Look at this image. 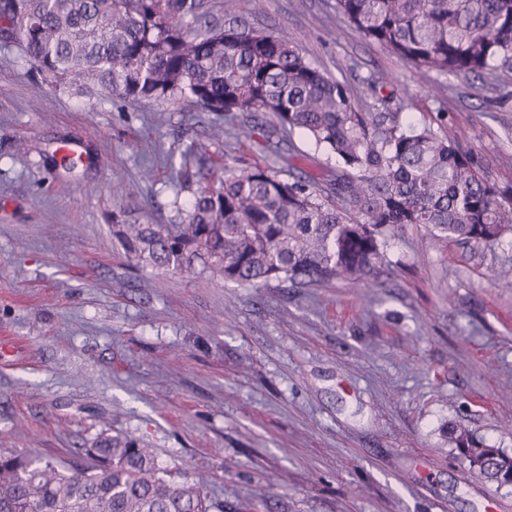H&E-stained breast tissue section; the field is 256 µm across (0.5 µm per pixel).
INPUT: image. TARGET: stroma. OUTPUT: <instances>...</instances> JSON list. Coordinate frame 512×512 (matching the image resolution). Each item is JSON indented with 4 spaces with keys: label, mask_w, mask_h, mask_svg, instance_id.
<instances>
[{
    "label": "stroma",
    "mask_w": 512,
    "mask_h": 512,
    "mask_svg": "<svg viewBox=\"0 0 512 512\" xmlns=\"http://www.w3.org/2000/svg\"><path fill=\"white\" fill-rule=\"evenodd\" d=\"M206 19L288 34L360 107L407 97L512 185V79L424 69L358 32L336 0H201ZM224 116L187 102L63 89L0 42V450L86 463L99 432L148 441L224 512H512V486L448 443L465 427L512 456V243L458 245L409 226L387 275L354 286L239 287L141 268L113 210L178 222L193 196L167 164ZM249 128L216 163L261 156ZM78 144L80 157L60 152ZM299 175L335 165L301 132ZM120 197H113V189Z\"/></svg>",
    "instance_id": "obj_1"
}]
</instances>
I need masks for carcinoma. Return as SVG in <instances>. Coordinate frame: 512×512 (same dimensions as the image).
<instances>
[{
  "mask_svg": "<svg viewBox=\"0 0 512 512\" xmlns=\"http://www.w3.org/2000/svg\"><path fill=\"white\" fill-rule=\"evenodd\" d=\"M200 0H0V40L17 42L41 73L137 104L189 101L224 114V133L254 127L274 156L218 185H198L177 224L112 213V240L142 268L195 272L238 286L271 281L357 283L378 277L407 226L449 242L494 246L512 233V187H500L457 139L409 122L403 100L362 110L350 91L282 31L202 23ZM366 39L432 80L512 72V0H337ZM300 130L336 156L320 178L285 177L281 134ZM211 156L192 143L187 178ZM448 442L484 477L512 484V456L471 431ZM89 465L0 453V512H224V502L176 482L141 439L100 433Z\"/></svg>",
  "mask_w": 512,
  "mask_h": 512,
  "instance_id": "obj_1",
  "label": "carcinoma"
}]
</instances>
